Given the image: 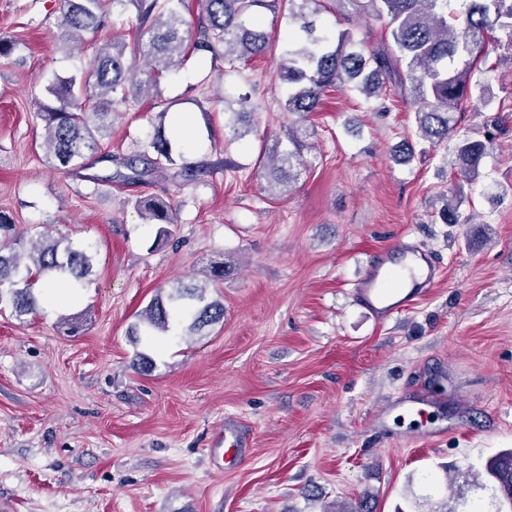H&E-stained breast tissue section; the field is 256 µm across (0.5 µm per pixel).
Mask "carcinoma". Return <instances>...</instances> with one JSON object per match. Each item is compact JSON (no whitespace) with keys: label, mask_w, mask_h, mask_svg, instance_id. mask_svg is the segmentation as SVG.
<instances>
[{"label":"carcinoma","mask_w":512,"mask_h":512,"mask_svg":"<svg viewBox=\"0 0 512 512\" xmlns=\"http://www.w3.org/2000/svg\"><path fill=\"white\" fill-rule=\"evenodd\" d=\"M200 7L196 26L184 18L185 0H61L57 27L61 40L74 50L85 35L108 32L111 14L132 5L136 10L137 37L130 45L108 39L94 49L83 66L68 76H54L46 86L59 106L38 104L36 119L44 123L46 157L52 167L98 186L120 181L150 184L170 172L173 182H190L202 167L177 165L173 142L164 130H155L146 149L116 155L103 148L112 113L136 112L160 78L179 68L193 53L224 59V75L239 72L240 65L273 49L271 34L260 26L258 8L280 7L294 24L285 43L281 77L290 89L283 110L298 116L288 129L285 150L274 144L264 150L268 186L285 191L305 166L302 154L307 137L303 126L320 108L329 88H348L365 99H379L388 87L399 91L414 112L416 134L432 144L448 142L456 132L458 114L465 111L475 80L490 51L507 41L512 47V0H466L464 9L450 8L451 0H334L349 3L345 20L374 16L385 21L377 47L355 40L351 30L333 34L317 27L325 0H196ZM25 43L0 37V57L11 58ZM229 140L246 135L250 99L238 96ZM488 139L467 135L453 147L450 169L459 182L440 195L438 216L444 224H471L473 216L460 211L463 183L480 175L489 155ZM142 219L157 225L156 238L169 239L178 223L170 200L152 196L135 200ZM93 267L91 247L75 245L66 236L52 235L49 226L36 232L25 247L24 236L0 242V311L10 310L23 322L38 314L40 304L34 285L45 282L56 288L83 285ZM179 312L190 320L188 330L199 333L224 320V304L207 300L206 287L180 286L167 298H154L141 312L147 335L168 334L172 316ZM498 497L512 505V450L487 464Z\"/></svg>","instance_id":"1"}]
</instances>
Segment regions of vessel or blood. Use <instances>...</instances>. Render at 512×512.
<instances>
[{"label": "vessel or blood", "mask_w": 512, "mask_h": 512, "mask_svg": "<svg viewBox=\"0 0 512 512\" xmlns=\"http://www.w3.org/2000/svg\"><path fill=\"white\" fill-rule=\"evenodd\" d=\"M439 276V265L429 253L400 239L371 257L355 285V296L383 322L410 308Z\"/></svg>", "instance_id": "b4317fda"}]
</instances>
